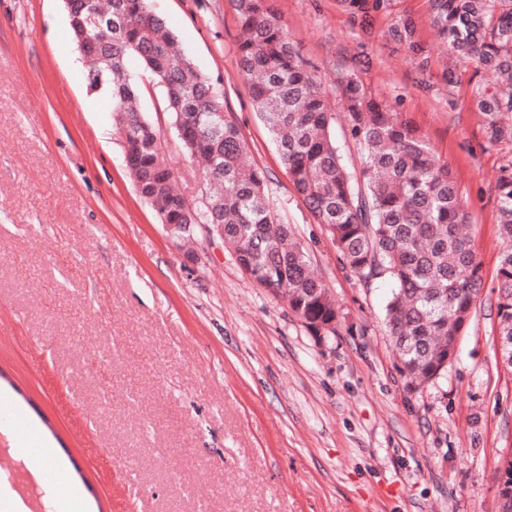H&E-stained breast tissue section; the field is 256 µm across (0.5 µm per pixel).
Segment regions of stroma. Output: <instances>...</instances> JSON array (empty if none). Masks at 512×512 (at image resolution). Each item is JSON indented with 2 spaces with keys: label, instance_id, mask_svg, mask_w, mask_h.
<instances>
[{
  "label": "stroma",
  "instance_id": "1",
  "mask_svg": "<svg viewBox=\"0 0 512 512\" xmlns=\"http://www.w3.org/2000/svg\"><path fill=\"white\" fill-rule=\"evenodd\" d=\"M275 6L337 115L336 77L354 72L452 169L484 281L453 361L407 388L382 323L391 286L362 287L299 199L239 73L232 0L150 7L216 80L277 220L329 286L339 323L325 340L239 269L215 226L182 239L158 223L111 100L80 76L64 0H0V449L49 442L80 484L54 492L16 457L0 512L13 494L45 512H503L512 372L495 340L494 184L512 146L485 142L471 98L481 75L448 60L428 0H390L367 32L340 0ZM402 16L426 66L389 34ZM127 69L178 189L197 200L162 88L136 58Z\"/></svg>",
  "mask_w": 512,
  "mask_h": 512
}]
</instances>
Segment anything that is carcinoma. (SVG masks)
Wrapping results in <instances>:
<instances>
[{"mask_svg":"<svg viewBox=\"0 0 512 512\" xmlns=\"http://www.w3.org/2000/svg\"><path fill=\"white\" fill-rule=\"evenodd\" d=\"M243 36L240 74L248 81L259 118L269 127L297 194L326 227L336 250L365 286L387 281L388 335L401 353V374L419 388L445 371L471 319L482 288L481 262L466 231V212L454 174L418 128L392 105L370 96L351 74L339 79L349 134L360 155L349 171L336 145L332 112L318 69L292 44L274 0H234ZM371 27L388 0H341ZM430 24L455 63L494 75L472 88L487 143H512V0H429ZM112 26L70 24L73 41L88 34L101 44L85 71L87 89L112 100L124 162L138 194L161 224L224 225V245L237 265L289 309L313 336L336 335V303L311 271V257L292 227L280 223L265 192V175L244 165L245 140L216 85L200 73L148 0H94ZM420 65L427 63L417 27L401 17L390 28ZM135 56L162 87L165 111L208 190L188 202L173 188L155 124L136 102L140 84L126 68ZM224 113L219 118L218 113ZM502 248L497 268L496 316L504 341L501 360L512 368V158L495 179Z\"/></svg>","mask_w":512,"mask_h":512,"instance_id":"carcinoma-1","label":"carcinoma"}]
</instances>
